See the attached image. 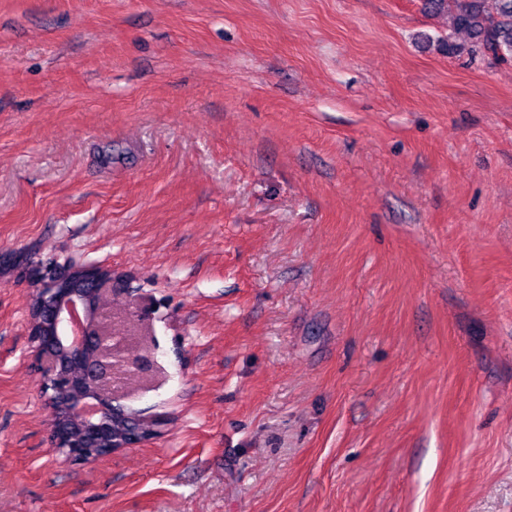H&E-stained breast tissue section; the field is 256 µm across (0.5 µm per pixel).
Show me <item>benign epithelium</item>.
Masks as SVG:
<instances>
[{
    "mask_svg": "<svg viewBox=\"0 0 512 512\" xmlns=\"http://www.w3.org/2000/svg\"><path fill=\"white\" fill-rule=\"evenodd\" d=\"M75 269L98 279L100 297L114 287L122 289L127 285V278L118 273L104 277L105 269L101 267L76 268L71 263H52L50 277L44 279L45 270L22 258L16 262L13 272L15 279L36 284L49 310V332L34 331L32 321L29 328L50 413L56 414L55 395L69 394V416L82 424L85 436L101 426L113 425L116 417L132 412L120 403L129 396L128 379L157 384L164 369L151 351L140 357L129 356L126 337L112 333V314L100 304L90 303L79 288L60 287L61 280ZM50 442L68 459L88 462L83 445L69 430L51 425Z\"/></svg>",
    "mask_w": 512,
    "mask_h": 512,
    "instance_id": "7a95c632",
    "label": "benign epithelium"
}]
</instances>
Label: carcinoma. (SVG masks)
I'll list each match as a JSON object with an SVG mask.
<instances>
[{
    "label": "carcinoma",
    "mask_w": 512,
    "mask_h": 512,
    "mask_svg": "<svg viewBox=\"0 0 512 512\" xmlns=\"http://www.w3.org/2000/svg\"><path fill=\"white\" fill-rule=\"evenodd\" d=\"M425 9L433 14L452 13L454 30L466 33L470 45L457 44L452 37L441 40L448 55L462 53L475 57L490 55L493 58L512 61V0H494L495 9H485V0H423ZM112 447V434L103 433L88 437L86 453L103 456Z\"/></svg>",
    "instance_id": "carcinoma-1"
}]
</instances>
